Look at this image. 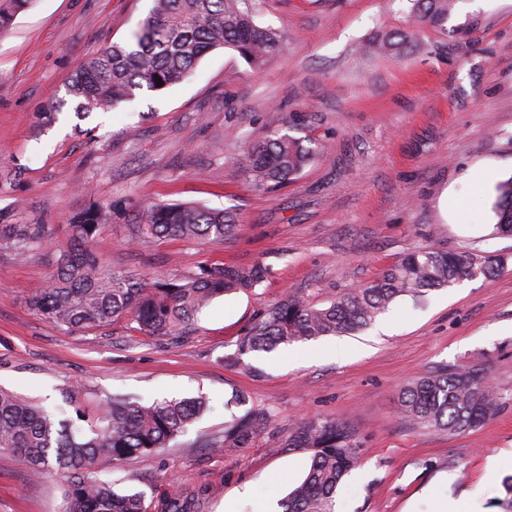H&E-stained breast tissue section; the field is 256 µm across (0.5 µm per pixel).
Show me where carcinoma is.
<instances>
[{
	"label": "carcinoma",
	"mask_w": 512,
	"mask_h": 512,
	"mask_svg": "<svg viewBox=\"0 0 512 512\" xmlns=\"http://www.w3.org/2000/svg\"><path fill=\"white\" fill-rule=\"evenodd\" d=\"M34 0H0V29ZM421 25L443 28L457 0H409ZM256 0H151L148 14L124 43H113L83 61L66 87L78 115L129 101L142 91L181 83L207 53L229 48L258 66L284 47L282 36L256 24ZM420 43L410 31H394L365 46L367 52L400 55ZM161 81H156V78ZM292 122L248 146L244 170L259 189L296 179L327 149L321 141L290 134ZM499 232L512 235V178L499 183L493 204ZM112 204L94 201L68 225L69 245L56 255L55 272L31 298L39 317L66 331L105 329L125 320L149 336L176 337L220 296L261 285L268 268L211 263L189 273L150 279L106 269L91 249ZM237 214L191 204H154L146 210L144 235L222 241L234 234ZM46 224H15L0 212V248L22 256L46 245ZM501 258L471 252L419 248L367 283L340 292L326 305L289 295L267 308L240 338L239 354L271 353L293 342L343 336L367 328L398 298L420 299L433 290L504 270ZM403 417L421 428L450 435L476 429L502 404L487 374L444 365L399 390ZM201 399L155 400L149 404L109 398L85 432L54 420L41 407L0 388V451L20 457L42 477L50 470L65 484L64 512H152L143 494L119 492L98 475V462L122 460L167 448L203 413ZM274 422L268 409L250 408L224 426L223 439L208 444L230 454L250 447ZM288 447L312 451L303 479L278 503L281 512H336L338 487L362 460L355 432L334 418L302 421Z\"/></svg>",
	"instance_id": "cac0c4a2"
}]
</instances>
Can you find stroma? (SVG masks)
I'll use <instances>...</instances> for the list:
<instances>
[{"instance_id":"stroma-1","label":"stroma","mask_w":512,"mask_h":512,"mask_svg":"<svg viewBox=\"0 0 512 512\" xmlns=\"http://www.w3.org/2000/svg\"><path fill=\"white\" fill-rule=\"evenodd\" d=\"M150 0H34L0 33V212L50 225L52 244L0 249V387L75 417L116 394L150 402L204 397L209 406L171 447L99 464L102 478L156 504L195 512H267L305 475L310 453L288 438L301 420L341 419L364 448L336 512H435L439 499L503 512L512 475V403L451 436L402 419L399 389L441 365L488 370L512 394V235L498 233L495 185L512 177V0H458L446 31L415 25L408 0H261L256 22L282 53L251 66L235 52L203 57L181 84L142 92L80 118L63 107L76 67L129 38ZM416 32L422 50L361 54L383 32ZM330 149L294 182L255 188L249 144L284 121ZM112 218L93 247L110 269L150 277L222 262L264 263L258 287L216 298L186 334L125 324L68 332L29 307L54 252L89 199ZM151 203L230 208L223 241L158 239L138 226ZM421 246L506 258L491 277L397 299L354 336H324L272 354L239 355L255 319L290 294L323 305ZM344 347L339 356L328 348ZM246 406L231 404L233 394ZM274 423L251 447L208 449L245 408ZM63 486L0 452V512H61Z\"/></svg>"}]
</instances>
